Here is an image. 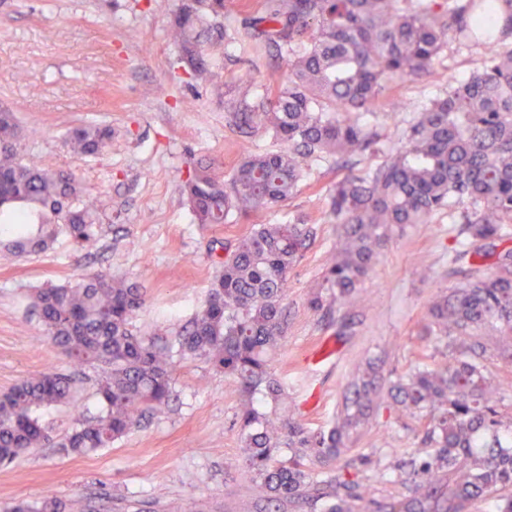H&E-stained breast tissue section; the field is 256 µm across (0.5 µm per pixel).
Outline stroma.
<instances>
[{
    "instance_id": "35a3bbf8",
    "label": "stroma",
    "mask_w": 512,
    "mask_h": 512,
    "mask_svg": "<svg viewBox=\"0 0 512 512\" xmlns=\"http://www.w3.org/2000/svg\"><path fill=\"white\" fill-rule=\"evenodd\" d=\"M181 0H0V104L21 129L20 155L54 171L74 173L84 195L103 207L99 241L78 248L59 235L38 256L0 259V393L38 372H70L68 358L45 336L26 307L33 289L99 271L137 283L145 304L133 324L141 334H173L203 305L218 271L215 252L234 246L255 224L313 225L316 237L288 275L285 338L270 361L283 387L289 417L313 430L330 426L358 363L384 358V373L404 374L415 363L418 332L433 296L453 287L449 253L465 248L464 224L447 211L427 223L394 231L361 286L358 299L332 318L307 304L336 247L338 228L327 217L329 189L344 177L335 159L306 168L294 195L236 224L195 223L183 184L189 160L211 165L230 180L250 154L282 148L270 130L243 134L224 103L258 101L288 81V58L257 49L246 28L263 0H226L220 39L205 40L211 76L194 79L168 36ZM489 51L449 43L435 61L446 82L390 83L362 120L378 136L374 154L357 167L384 161L417 112L444 93L448 79L481 69ZM105 123L112 141L99 155L77 157L63 135L80 123ZM350 326L344 338L341 323ZM174 395L163 413L113 443L83 456L34 448L0 466V512L14 501L56 499L60 512H262L240 462V401L232 380L202 359L174 360ZM98 372L77 385V408L45 410L60 435L77 416L93 417ZM415 420L380 410L354 449L336 463L348 477L396 492L397 462L419 451Z\"/></svg>"
}]
</instances>
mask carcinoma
<instances>
[{"instance_id": "carcinoma-1", "label": "carcinoma", "mask_w": 512, "mask_h": 512, "mask_svg": "<svg viewBox=\"0 0 512 512\" xmlns=\"http://www.w3.org/2000/svg\"><path fill=\"white\" fill-rule=\"evenodd\" d=\"M204 2L182 0L170 25L171 39L200 79L208 75L201 37L217 28L210 15L224 11V0H212L208 12ZM251 26L261 47L288 54V84L232 112L230 121L242 130L268 126L287 148L245 157L228 184L207 166L189 167L185 192L196 222L230 224L290 198L315 161L373 153L375 136L361 114L395 79L437 78L434 61L450 35L493 51L467 81L450 82L429 100L385 161L336 182L329 215L340 233L308 305L328 312L350 303L390 231L460 205L472 256L494 257L495 272L457 270L462 281L431 300L421 337L446 339L445 348L421 347L410 371L394 380L367 360L333 425L318 432L261 410L262 399L282 398L269 355L287 329L285 284L312 245L311 225H253L219 261L201 311L165 344L134 333L143 303L135 284L96 273L75 285L37 288L30 308L50 341L81 370L105 366L96 390L100 413L71 427L57 446L71 454L105 448L161 412L173 394L178 354L204 359L234 380L242 462L256 496L269 504L320 501L323 512H470L490 497L498 512H512V416L487 374L482 335L487 328L512 334V0H264ZM19 137L15 114L1 106L0 210H21L0 233V252L45 253L61 233L80 247L94 245L99 202L81 199L74 174L25 161ZM111 141L106 124H79L65 137L80 157L99 154ZM76 402L72 376L52 369L0 394V464L51 444L41 411ZM382 407L410 412L424 447L433 449L398 466L403 493L382 497L341 473L308 480L313 462L332 466ZM6 512L58 510L52 500L39 507L21 500Z\"/></svg>"}]
</instances>
